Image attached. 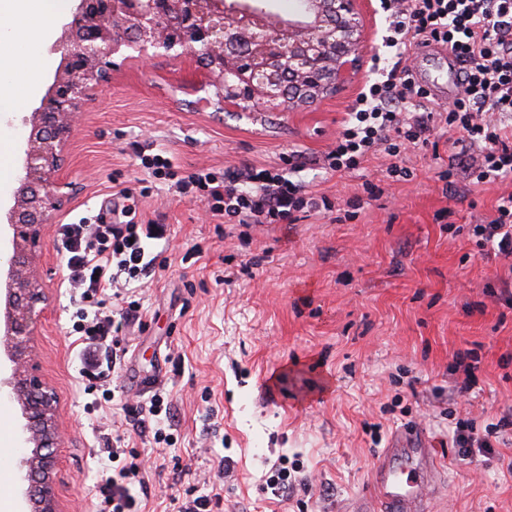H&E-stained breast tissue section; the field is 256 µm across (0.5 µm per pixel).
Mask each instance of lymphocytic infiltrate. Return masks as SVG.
Segmentation results:
<instances>
[{
	"mask_svg": "<svg viewBox=\"0 0 512 512\" xmlns=\"http://www.w3.org/2000/svg\"><path fill=\"white\" fill-rule=\"evenodd\" d=\"M383 50L373 55V80L357 95L336 140L312 161L296 160L288 171L245 166L224 176L207 169L180 173L156 153L146 168L167 176L181 194L197 192L213 215L228 224H290L302 211L331 210L327 196L309 194L299 175L307 166L336 173L361 169L371 155L389 157L388 177L405 180L409 152L427 146L437 125L459 134L456 166L469 184L512 185V0H380ZM430 42L448 46L460 64L461 92L448 105L428 98L410 77L408 62ZM120 224H92L79 218L58 225L56 241L64 258L66 288L77 303L73 335L85 340L83 378L104 377L100 342L121 332L110 316L112 290L142 280L155 267L154 241L162 224L135 220L137 198L122 193ZM470 232L479 248L512 265V192L501 197L494 217ZM100 512H138L146 488L136 455L114 444L101 450Z\"/></svg>",
	"mask_w": 512,
	"mask_h": 512,
	"instance_id": "lymphocytic-infiltrate-1",
	"label": "lymphocytic infiltrate"
}]
</instances>
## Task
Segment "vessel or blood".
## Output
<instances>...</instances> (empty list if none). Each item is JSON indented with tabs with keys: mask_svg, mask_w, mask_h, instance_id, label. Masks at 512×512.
<instances>
[{
	"mask_svg": "<svg viewBox=\"0 0 512 512\" xmlns=\"http://www.w3.org/2000/svg\"><path fill=\"white\" fill-rule=\"evenodd\" d=\"M411 75L433 100L448 99L458 91L456 57L442 45L419 50ZM434 470L433 455L425 442L410 433L397 434L381 452L374 472L370 498L377 512H418L424 482Z\"/></svg>",
	"mask_w": 512,
	"mask_h": 512,
	"instance_id": "1",
	"label": "vessel or blood"
}]
</instances>
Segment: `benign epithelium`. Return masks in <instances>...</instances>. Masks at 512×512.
<instances>
[{
  "instance_id": "obj_1",
  "label": "benign epithelium",
  "mask_w": 512,
  "mask_h": 512,
  "mask_svg": "<svg viewBox=\"0 0 512 512\" xmlns=\"http://www.w3.org/2000/svg\"><path fill=\"white\" fill-rule=\"evenodd\" d=\"M302 4L286 18L258 0H77L58 40L61 62L28 119L24 176L10 214L7 347L14 370L5 387L25 407L21 466L34 484L28 512H61L53 479L58 410L32 364L36 305L44 298L36 245L72 188L61 175L62 147L78 112L122 52L212 61L211 82L240 112L316 103L355 78L370 48L365 18L375 8L369 0Z\"/></svg>"
}]
</instances>
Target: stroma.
Wrapping results in <instances>:
<instances>
[{"label": "stroma", "mask_w": 512, "mask_h": 512, "mask_svg": "<svg viewBox=\"0 0 512 512\" xmlns=\"http://www.w3.org/2000/svg\"><path fill=\"white\" fill-rule=\"evenodd\" d=\"M76 0H64L51 32L33 28L36 88L18 111L0 112V278L8 274L6 221L20 187L25 118L60 62L56 44ZM372 76L361 68L334 97L294 112H240L219 102L205 70L185 59L129 58L95 87L62 151L74 184L52 212L37 255L46 276L43 318L33 338L36 374L55 394L63 444L56 491L63 512H96L97 448L122 435L145 473L141 512H177L208 497L212 512H347L370 490L382 448L408 430L433 448L437 469L424 512H512V428L492 454L454 448L458 420L478 426L512 416V306L494 302L501 261L481 256L468 225L489 220L500 185L446 183L454 134L409 153L412 180H386L375 155L353 174L308 169L309 191L337 209L378 185L355 219L298 213L291 224H227L206 202L174 192L144 169L140 153H165L176 170L216 173L249 165L284 169L292 152L315 156ZM139 191L136 220L163 224L154 273L134 283L140 316L116 347L104 385L80 375V342L69 333L72 303L55 228L98 214L124 189ZM451 218H441L442 210ZM469 351L475 369L456 360ZM114 396L104 401L103 389ZM170 416L152 422L154 393ZM20 406L0 399V499L25 512ZM168 439L156 441L155 430ZM232 477H224L225 463ZM288 468L287 492L265 479Z\"/></svg>", "instance_id": "obj_1"}]
</instances>
